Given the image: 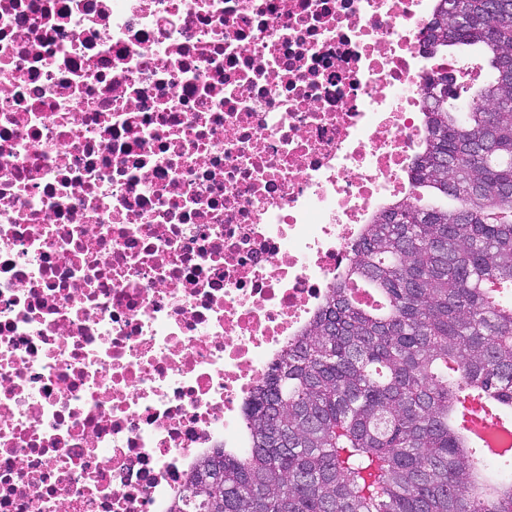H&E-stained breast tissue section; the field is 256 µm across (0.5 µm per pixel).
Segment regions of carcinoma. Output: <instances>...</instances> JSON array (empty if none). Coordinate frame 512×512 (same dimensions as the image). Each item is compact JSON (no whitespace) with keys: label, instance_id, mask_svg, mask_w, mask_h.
<instances>
[{"label":"carcinoma","instance_id":"cac0c4a2","mask_svg":"<svg viewBox=\"0 0 512 512\" xmlns=\"http://www.w3.org/2000/svg\"><path fill=\"white\" fill-rule=\"evenodd\" d=\"M488 5L456 0L458 22L438 0L429 54L478 47L493 79L462 120L453 91L426 82L412 193L366 225L253 395L250 453L199 459L177 512H512V452L465 430L468 400L512 408V7Z\"/></svg>","mask_w":512,"mask_h":512}]
</instances>
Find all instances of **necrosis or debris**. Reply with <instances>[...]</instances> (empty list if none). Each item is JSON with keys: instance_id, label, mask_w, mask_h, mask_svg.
Wrapping results in <instances>:
<instances>
[{"instance_id": "1", "label": "necrosis or debris", "mask_w": 512, "mask_h": 512, "mask_svg": "<svg viewBox=\"0 0 512 512\" xmlns=\"http://www.w3.org/2000/svg\"><path fill=\"white\" fill-rule=\"evenodd\" d=\"M436 0H0V512H172L408 198Z\"/></svg>"}]
</instances>
